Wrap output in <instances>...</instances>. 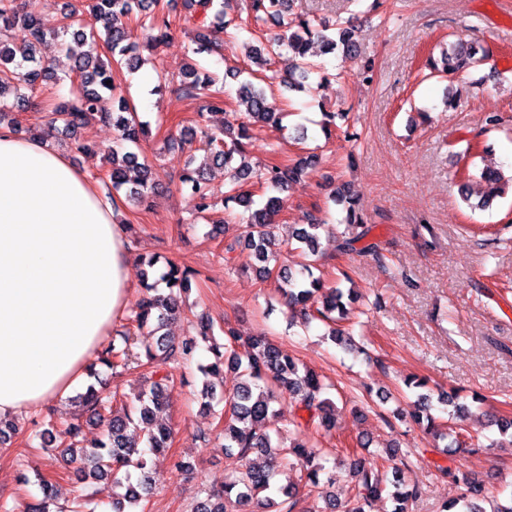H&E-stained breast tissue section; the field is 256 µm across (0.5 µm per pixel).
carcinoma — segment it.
Masks as SVG:
<instances>
[{"label": "carcinoma", "instance_id": "obj_1", "mask_svg": "<svg viewBox=\"0 0 512 512\" xmlns=\"http://www.w3.org/2000/svg\"><path fill=\"white\" fill-rule=\"evenodd\" d=\"M290 0H251L256 13L265 14L279 32L251 46L250 57L260 68L251 72L252 79L243 81L238 96L246 109L247 119L253 123L282 125L285 113L276 111L264 84L276 79L266 74V67L283 53H289L288 72L283 82L288 88L304 91L310 88L314 76L326 77L310 60L315 41L322 43L323 50L341 51L342 57L357 55L354 29L336 23V34L330 37L312 26L307 20L293 17L287 9ZM229 0L220 3L212 20L198 27L194 36L195 54H220L224 50V29L229 25L224 11ZM160 0H85L78 8L72 0H66L62 21L55 30L43 28L34 12V0L23 5L19 0H0V124L9 117L10 107L5 95L14 96L16 107H22L43 84L62 80L53 66L46 62L41 49L48 40L71 37L66 44L67 52L75 56L74 66L67 78H75L77 88L67 99L59 102L53 112L51 126L75 142L80 151L90 146L77 139L78 132L93 120L110 122L119 132L120 140L137 144L149 134L148 125L140 120L136 107L117 93V74L123 69L134 71L142 63L139 48H158L172 34L168 19L159 15ZM102 43L106 55L91 52L75 55L72 44L95 45ZM443 67L429 59L430 68L442 73L453 82L490 60V49L474 42H448L439 45ZM181 91L186 95L204 99V109L211 113L224 112V82L212 72L188 64L182 71ZM197 134L205 145L204 162L187 167L182 183L191 185L196 200L197 213L207 214L214 207L213 187L207 170L220 168L227 178L224 203L234 202L248 212L244 235L224 245V261L233 260L236 249L245 245L262 263L259 273L264 277H276L278 292L289 307H299L312 319L330 322L331 339L352 347L354 342L338 323L348 319L349 309L343 302L344 293L339 287H327L321 278L314 276L311 267H304L307 279L296 281L292 271L279 265V244L275 234L274 217L278 213L279 199L266 198L262 206L254 207L253 195L244 186L258 181L278 190L288 188L299 180L315 158L309 154L291 168L271 166L254 170L246 161L243 139L248 137L247 126L235 134L216 132L207 125L198 127ZM103 153L112 159L109 179L112 190H125L128 200L143 203L153 190V172L149 164L141 162L131 151L122 152L105 148ZM479 179L484 183V193L477 202H471L466 185L460 186L463 200L473 209L484 210L504 195L512 192V174H506L495 166L480 170ZM335 205L346 210L345 221L354 229L349 236L336 238V248L353 249V245L369 232L362 216L356 209L357 200L351 188L345 184L336 187L329 197ZM330 232L328 225L318 218H311L305 227L295 231V240L305 246L311 255L318 254L320 232ZM165 287L143 281L145 297L113 330L112 343L100 353V363L122 374L135 363L150 369L158 377L149 389L133 394L118 411L111 410V401L90 385L72 399L84 414L105 423L102 437L88 445L81 438V427L74 422L51 424L42 436L46 452L69 456L79 464L83 477L92 480L110 479L120 492L112 498V512H126L137 507L152 494L151 476L154 459L164 456L171 448L174 431L160 418L166 404L168 388L173 384L170 365L177 363L191 350V343L178 341L165 332L170 320L181 314L180 298L190 286V272L170 261L161 276ZM201 336L209 340V362L200 366L204 380L199 394L203 408L224 404V453L235 465V477L224 481L220 488L206 492L198 502L195 512H255V508L272 509L274 512H371V507L388 487L394 491L390 497L394 503L392 512H406L410 499L418 496L416 489L402 491L401 471L395 467L387 475L365 458L348 463L354 478L351 500L343 504L327 490L334 481V474L327 473L322 456L313 446L303 441L282 444V432L268 430L267 423L276 416L273 404L276 391L289 393L298 400L299 408L308 413L305 423L292 422L293 433L298 435L310 426L330 427L334 424L333 403L325 396L329 385L311 370L300 369L298 359L282 350L266 336L260 334L242 339L230 326L224 327L223 341L213 334V325L200 320ZM144 333L154 340L144 346V351L131 350L134 335ZM240 374L230 391L217 393L209 381L211 377L224 376V367ZM432 395H418L413 409L408 413L417 424H426L425 430L440 440L450 439L449 446L462 447L463 442L435 427L431 415ZM19 430L15 419L0 416V444H6ZM266 456L263 465L250 463V456ZM298 472L299 484L281 485L276 476ZM454 478L464 486V493L456 500L442 505V512H485L480 505L483 485L459 472ZM43 497L29 504L25 512H83L84 503L73 502L71 510L58 503V494L52 481L39 476Z\"/></svg>", "mask_w": 512, "mask_h": 512}]
</instances>
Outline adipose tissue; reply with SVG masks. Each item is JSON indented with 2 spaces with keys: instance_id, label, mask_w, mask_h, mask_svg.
Returning a JSON list of instances; mask_svg holds the SVG:
<instances>
[{
  "instance_id": "adipose-tissue-1",
  "label": "adipose tissue",
  "mask_w": 512,
  "mask_h": 512,
  "mask_svg": "<svg viewBox=\"0 0 512 512\" xmlns=\"http://www.w3.org/2000/svg\"><path fill=\"white\" fill-rule=\"evenodd\" d=\"M113 214L51 136L0 126V415L74 396L124 316L132 258Z\"/></svg>"
}]
</instances>
